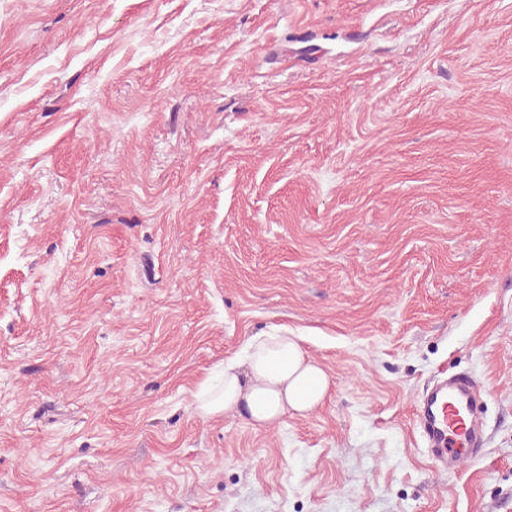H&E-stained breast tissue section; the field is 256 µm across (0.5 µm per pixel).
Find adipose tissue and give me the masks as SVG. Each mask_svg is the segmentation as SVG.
Wrapping results in <instances>:
<instances>
[{"mask_svg": "<svg viewBox=\"0 0 512 512\" xmlns=\"http://www.w3.org/2000/svg\"><path fill=\"white\" fill-rule=\"evenodd\" d=\"M328 391L327 374L300 337L275 330L251 337L242 357L225 360L216 384L198 395L197 409L205 416L236 411L268 429L287 412L313 411Z\"/></svg>", "mask_w": 512, "mask_h": 512, "instance_id": "ef3b65f1", "label": "adipose tissue"}]
</instances>
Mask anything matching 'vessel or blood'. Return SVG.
Here are the masks:
<instances>
[{
  "label": "vessel or blood",
  "instance_id": "1",
  "mask_svg": "<svg viewBox=\"0 0 512 512\" xmlns=\"http://www.w3.org/2000/svg\"><path fill=\"white\" fill-rule=\"evenodd\" d=\"M477 387L463 380H447L425 394L418 405L417 422L434 459L441 466L453 464L458 455L457 444L472 448L483 445L477 419L475 400Z\"/></svg>",
  "mask_w": 512,
  "mask_h": 512
}]
</instances>
